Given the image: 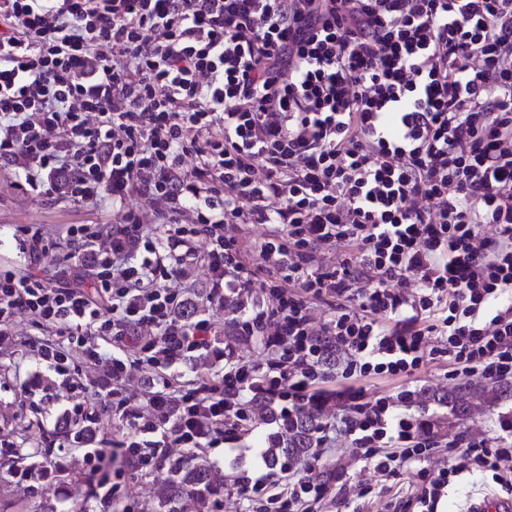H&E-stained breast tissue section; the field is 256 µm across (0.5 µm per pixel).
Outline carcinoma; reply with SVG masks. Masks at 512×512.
Segmentation results:
<instances>
[{"label": "carcinoma", "mask_w": 512, "mask_h": 512, "mask_svg": "<svg viewBox=\"0 0 512 512\" xmlns=\"http://www.w3.org/2000/svg\"><path fill=\"white\" fill-rule=\"evenodd\" d=\"M512 397V384L464 387L451 394L455 407L465 412L476 400ZM281 435L271 442L272 461L288 467L317 444L319 422L315 414L279 421ZM155 512H211L216 496L224 491V475L203 457L187 454L171 459L155 478Z\"/></svg>", "instance_id": "1"}]
</instances>
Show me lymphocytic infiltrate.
<instances>
[{
  "label": "lymphocytic infiltrate",
  "instance_id": "obj_1",
  "mask_svg": "<svg viewBox=\"0 0 512 512\" xmlns=\"http://www.w3.org/2000/svg\"><path fill=\"white\" fill-rule=\"evenodd\" d=\"M0 163L26 192L113 217L4 230L17 254L74 272L0 271V345L22 313L46 334L22 393L89 441L100 407L119 421L114 447L80 458L83 501L120 499L113 468L154 474L173 449L220 446L255 512H311L342 436L387 477L441 454L419 503L465 470L512 493V417L440 450L415 388L354 391L335 423L318 387L329 355L345 379L441 356L457 383L512 379V0H0ZM246 224L267 227L247 247ZM198 257L206 302L257 294L234 331L272 359L184 388L181 366L217 338L182 315L193 298L175 282ZM258 398L325 417L290 480L236 445ZM0 456L36 493L68 453L1 442Z\"/></svg>",
  "mask_w": 512,
  "mask_h": 512
}]
</instances>
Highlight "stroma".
<instances>
[{
    "instance_id": "1",
    "label": "stroma",
    "mask_w": 512,
    "mask_h": 512,
    "mask_svg": "<svg viewBox=\"0 0 512 512\" xmlns=\"http://www.w3.org/2000/svg\"><path fill=\"white\" fill-rule=\"evenodd\" d=\"M112 215L90 205H76L66 199L48 200L35 198L19 190L16 176L7 166L0 164V226L42 224L57 229L65 224H108ZM9 269L18 274L33 273L56 282L70 278L71 273L64 264L43 260L37 263L18 257L9 244L0 245V269ZM250 297L228 298L223 306L204 305L202 316L212 317L216 323L219 346L224 350L223 358L202 356L188 362L182 369L184 379H192L196 367L205 366L211 372L223 371L225 364L243 363L262 358L263 350L257 340L232 336L229 329L234 318L251 306ZM32 328L28 318H19L12 344L0 350V440L22 443L36 424V416L25 406L20 394L22 383L28 380L37 365V352L32 344ZM448 360L439 358L427 363L417 378L427 391V417L432 425V437L436 446H445L457 436L488 437L498 415L512 413V399L494 404L476 402L465 414L456 416L451 412L449 394L456 385L448 378ZM79 447L69 450L70 462L58 484L47 490L31 494L26 484L14 478L0 481V512H40L43 504L51 503L57 512H118L116 506L99 503H82L67 498L68 490L82 484L85 475L77 460ZM323 477L339 490V496L348 500L352 512H395L396 506L415 499L420 478L416 469L402 470L395 477H384L365 466L352 450L336 454L323 468ZM370 485L372 491L358 497L361 485ZM499 485L491 475L461 474L436 507V512H466L471 500L499 492Z\"/></svg>"
}]
</instances>
